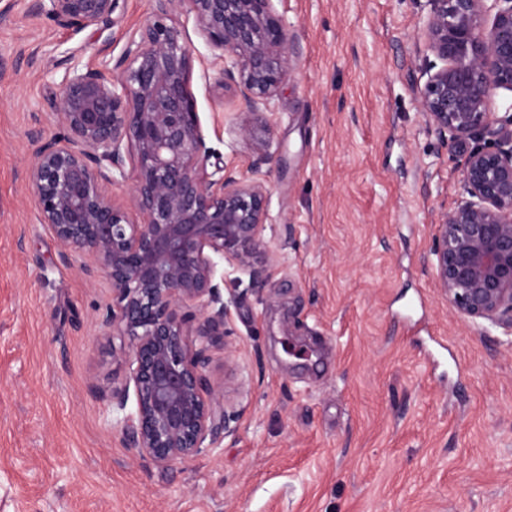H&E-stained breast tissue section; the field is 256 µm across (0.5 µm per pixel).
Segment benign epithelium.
Here are the masks:
<instances>
[{"mask_svg":"<svg viewBox=\"0 0 512 512\" xmlns=\"http://www.w3.org/2000/svg\"><path fill=\"white\" fill-rule=\"evenodd\" d=\"M492 5H487V2ZM156 20L131 39L108 71L57 60L65 76L53 108L60 132L29 136L28 180L40 222L63 258L112 286L117 308L101 327L128 338L115 352L129 368L134 411L125 439L159 465L198 456L229 430L224 381L210 375L224 349L227 308L215 276L219 261L259 279L274 261L262 235L268 187L212 172L189 89L190 48L163 17L193 15L207 44L221 52L220 82L249 110L268 109L290 72L292 40L273 0H154ZM423 36L442 63L431 64L418 95L427 126L452 150L497 122L495 90H512V0H428ZM118 0H32L31 10L81 32L113 24ZM491 148L469 151L463 193L441 214L430 250L436 288L471 321L512 326V128ZM136 152L132 199L142 221L109 188L126 178L124 149Z\"/></svg>","mask_w":512,"mask_h":512,"instance_id":"1","label":"benign epithelium"}]
</instances>
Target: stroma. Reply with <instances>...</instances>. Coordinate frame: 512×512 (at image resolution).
I'll list each match as a JSON object with an SVG mask.
<instances>
[{
  "instance_id": "obj_1",
  "label": "stroma",
  "mask_w": 512,
  "mask_h": 512,
  "mask_svg": "<svg viewBox=\"0 0 512 512\" xmlns=\"http://www.w3.org/2000/svg\"><path fill=\"white\" fill-rule=\"evenodd\" d=\"M291 73L254 115L192 15L189 88L225 175L268 189L263 286L225 268L237 415L215 448L167 467L125 440L109 395L126 365L87 280L38 223L27 133L57 132L55 62L111 68L151 20L120 0L103 34L0 0V512H512V326L460 316L430 247L461 197L468 147L447 150L417 109L431 54L427 0H274ZM108 52H101V45Z\"/></svg>"
}]
</instances>
